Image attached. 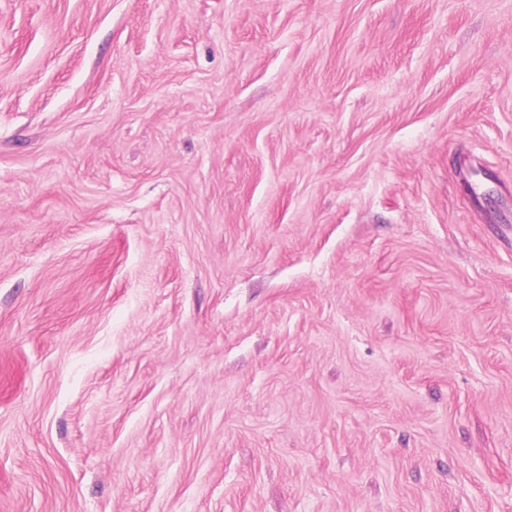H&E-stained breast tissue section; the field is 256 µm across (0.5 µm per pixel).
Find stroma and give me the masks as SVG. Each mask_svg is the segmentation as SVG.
Listing matches in <instances>:
<instances>
[{
	"label": "stroma",
	"instance_id": "35a3bbf8",
	"mask_svg": "<svg viewBox=\"0 0 512 512\" xmlns=\"http://www.w3.org/2000/svg\"><path fill=\"white\" fill-rule=\"evenodd\" d=\"M512 0H0V512H512Z\"/></svg>",
	"mask_w": 512,
	"mask_h": 512
}]
</instances>
